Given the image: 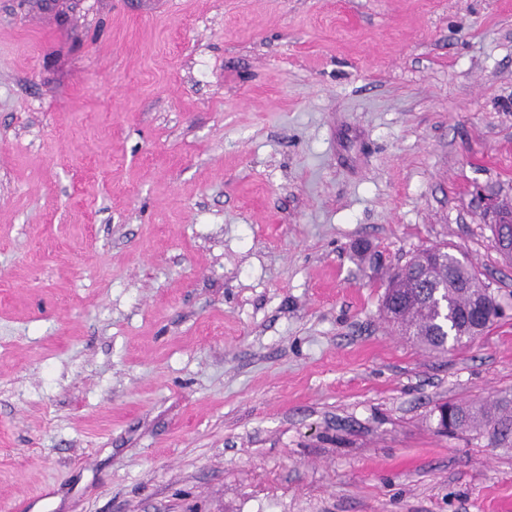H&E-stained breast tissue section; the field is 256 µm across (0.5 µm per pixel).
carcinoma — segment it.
I'll use <instances>...</instances> for the list:
<instances>
[{"mask_svg": "<svg viewBox=\"0 0 512 512\" xmlns=\"http://www.w3.org/2000/svg\"><path fill=\"white\" fill-rule=\"evenodd\" d=\"M437 251L427 281L413 278L412 262L420 258L418 253L388 276L381 311L402 335L413 336L414 343L443 353L450 346H460L470 329L468 297H488L485 329L498 317L499 304L489 297L490 291L470 263L450 253L446 245L437 246ZM437 412L439 425L454 424L455 413L461 412L467 418L468 430L492 437L500 434L501 428L512 426V394L496 396L489 402H446L438 406Z\"/></svg>", "mask_w": 512, "mask_h": 512, "instance_id": "obj_1", "label": "carcinoma"}]
</instances>
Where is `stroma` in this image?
Returning a JSON list of instances; mask_svg holds the SVG:
<instances>
[{
    "instance_id": "35a3bbf8",
    "label": "stroma",
    "mask_w": 512,
    "mask_h": 512,
    "mask_svg": "<svg viewBox=\"0 0 512 512\" xmlns=\"http://www.w3.org/2000/svg\"><path fill=\"white\" fill-rule=\"evenodd\" d=\"M512 0H0V512H512ZM448 244L501 305L380 313ZM494 214L491 224H499L496 230L497 245L502 253H512V202H496L490 206ZM435 249L438 256L427 282H417L413 278L412 262L419 260L420 251L388 276L381 311L384 319L393 322L402 336H414V343L430 351L445 353L448 344L455 348L464 339H471L464 336L470 329L468 297L489 294L486 318L479 334L494 323L499 315V304L494 302L493 294L468 261L450 253L448 245H439ZM389 296L395 299L391 307H387ZM439 300H448L451 318L447 322L436 309ZM418 310L423 312L420 317L415 315ZM437 412V427L445 421L453 426L455 413L461 412L469 431L492 437L500 434L502 427L512 426V394L496 396L490 402H446L438 406Z\"/></svg>"
}]
</instances>
